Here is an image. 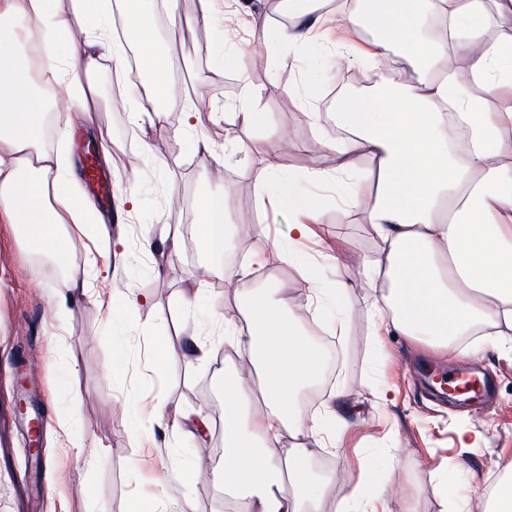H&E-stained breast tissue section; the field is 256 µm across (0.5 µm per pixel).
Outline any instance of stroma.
Here are the masks:
<instances>
[{"label":"stroma","instance_id":"obj_1","mask_svg":"<svg viewBox=\"0 0 512 512\" xmlns=\"http://www.w3.org/2000/svg\"><path fill=\"white\" fill-rule=\"evenodd\" d=\"M222 7L206 21L197 0H178L172 15L145 0L154 17L149 36L167 54L164 126L140 124L130 104L108 91L115 76L106 60L99 70L103 103L78 119L85 138L112 142L102 173L113 198L136 200L132 210L110 209L92 191L91 236L77 240L70 255L87 264L102 304L84 301L61 317L55 303L67 291L64 277L39 268L28 245L0 223V409L15 410L24 383L45 417L34 446L46 461V491L32 495L33 512H178L187 501L193 512H225L221 490L200 483L190 469L202 449L215 459L224 454V374L235 359L224 329L243 323L225 274L242 258L252 262L256 287L287 285L308 339L320 348L318 378L299 396V409L321 415L338 388L356 408L345 425L325 423L338 450L310 459L329 479L339 469L349 474L344 484H326L330 500L340 502L360 483L384 490L388 512H442L447 496L465 500L468 512H485L492 488L512 465V342L492 349L478 336L447 350L406 343L392 331L372 335L373 288L359 278L346 300L345 336L309 307V286L331 287L337 264L358 268L375 258L362 211L341 213L340 192L356 176H338L334 188L315 181L334 171L329 144L344 134L326 98L336 89L368 93L371 81L361 62L349 59L337 69L321 46L289 44L288 0H224ZM293 89L299 97H290ZM245 99L256 114L248 130L235 116ZM192 102L200 108L193 133L182 127ZM199 134L212 143L214 158L195 152ZM279 139L291 146L281 157L280 181L321 203L315 237L300 244L288 240L287 209L256 194L258 148ZM220 191L227 248L213 256L185 229L198 221V198ZM176 234L174 249L169 242ZM275 244L288 245L296 264L257 261ZM130 295L144 298L131 314L124 307ZM194 339L205 344V359L190 354ZM161 346L183 357L156 373L151 351ZM119 352L127 370L116 378L110 368ZM426 365L442 372L474 365L489 386L479 404L460 408L430 389L421 374ZM380 383L391 389L389 402L370 392ZM158 409L165 416L194 409L203 420L176 433L155 418ZM461 430L476 438L477 451L442 460V448ZM12 445L10 474L0 478V512H10L16 489L30 479L24 425H16ZM400 484L407 494L396 493Z\"/></svg>","mask_w":512,"mask_h":512}]
</instances>
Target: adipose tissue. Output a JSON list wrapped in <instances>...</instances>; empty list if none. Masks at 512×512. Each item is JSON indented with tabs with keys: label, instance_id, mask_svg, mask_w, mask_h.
Here are the masks:
<instances>
[{
	"label": "adipose tissue",
	"instance_id": "1",
	"mask_svg": "<svg viewBox=\"0 0 512 512\" xmlns=\"http://www.w3.org/2000/svg\"><path fill=\"white\" fill-rule=\"evenodd\" d=\"M0 0V222L14 225L43 267L65 276L68 295L57 307L88 297L86 277L67 266L73 237L69 225L85 223L91 201L80 192L63 158L41 148L46 123L59 139L73 135V112L97 111L102 58H119L123 42L143 44L152 25L143 0H117L123 35L100 24L98 0ZM34 20L47 60L46 83L64 86L71 106L54 112L28 79L9 25L16 16ZM500 18L502 31L488 39L486 25ZM434 19L432 36L422 34ZM327 15L294 16L289 41L308 40ZM337 29L367 25L377 33L352 58L379 63L400 56L416 61L423 76L401 90L375 76L376 92L345 95L338 114L349 132L334 145L337 168L356 171L371 159L375 187L365 222L377 260L362 276L379 283L371 303L376 330H396L412 340L451 347L462 336L512 335V0H360L358 9H337ZM81 37H73L72 28ZM463 59L472 87L456 80ZM149 83H128L126 100L139 119L163 124L159 102L170 92L166 57L145 46ZM198 228L207 251L226 246L224 195L198 202ZM228 285L244 301V326L229 328L238 360L259 381L250 394L238 375L224 380V456L209 476L244 500L247 512H325V496L304 475L306 461L324 447L323 421L302 416L299 392L317 376L320 357L301 324L271 289L254 288L248 267L231 271Z\"/></svg>",
	"mask_w": 512,
	"mask_h": 512
}]
</instances>
